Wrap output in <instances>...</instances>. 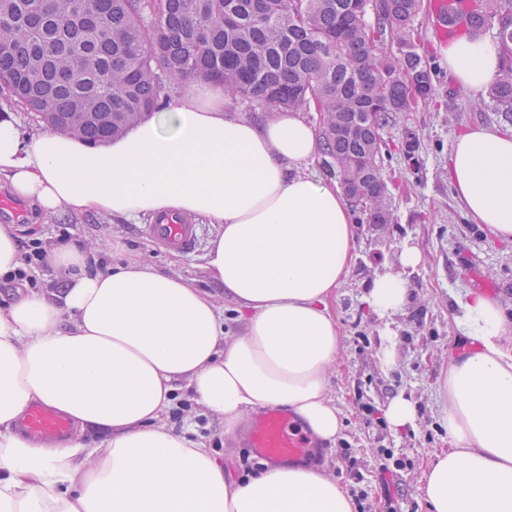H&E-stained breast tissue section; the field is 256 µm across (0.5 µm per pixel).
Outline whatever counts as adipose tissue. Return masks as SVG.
Here are the masks:
<instances>
[{
	"mask_svg": "<svg viewBox=\"0 0 512 512\" xmlns=\"http://www.w3.org/2000/svg\"><path fill=\"white\" fill-rule=\"evenodd\" d=\"M467 90L499 69L497 46L464 38L444 49ZM222 86L191 87L106 147L56 130L24 135L0 116V178L42 212L135 221L178 212L217 225L208 292L140 259L89 270L85 246L49 249L60 282L43 295L16 288L0 303V512H354L326 470L273 464L228 475L216 449L164 422L185 388L234 428L256 408L291 410L319 441L344 420L330 393L340 351L332 312L348 275L356 226L334 180L314 171V125L293 112L260 123L225 114ZM448 177L463 208L512 239V133L458 136ZM410 285L376 274L366 296L384 319ZM245 323L230 335L219 297ZM455 322L477 350L448 368L452 449L423 476L429 512H512V356L499 306L481 293ZM65 416L62 442L24 434L33 406ZM102 435L98 447L86 434Z\"/></svg>",
	"mask_w": 512,
	"mask_h": 512,
	"instance_id": "ef3b65f1",
	"label": "adipose tissue"
}]
</instances>
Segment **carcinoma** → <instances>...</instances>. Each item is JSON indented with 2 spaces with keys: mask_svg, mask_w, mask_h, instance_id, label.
<instances>
[{
  "mask_svg": "<svg viewBox=\"0 0 512 512\" xmlns=\"http://www.w3.org/2000/svg\"><path fill=\"white\" fill-rule=\"evenodd\" d=\"M422 0H0V89L96 145L204 80L263 112L322 113L319 137L361 224H389L383 131L434 94L414 42ZM500 65L468 100L512 120V0H459ZM397 45L391 55L387 46Z\"/></svg>",
  "mask_w": 512,
  "mask_h": 512,
  "instance_id": "carcinoma-1",
  "label": "carcinoma"
}]
</instances>
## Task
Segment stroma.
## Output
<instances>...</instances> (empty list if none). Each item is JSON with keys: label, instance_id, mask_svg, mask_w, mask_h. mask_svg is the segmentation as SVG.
<instances>
[{"label": "stroma", "instance_id": "1", "mask_svg": "<svg viewBox=\"0 0 512 512\" xmlns=\"http://www.w3.org/2000/svg\"><path fill=\"white\" fill-rule=\"evenodd\" d=\"M433 2L423 0L415 42L435 73L436 91L418 110L398 113L384 133L392 152L386 180L395 221L358 225L357 255L333 303L342 353L331 376V394L343 413L345 429L336 445H320L317 456L328 462L349 492H366V512H383L389 496L399 500L402 512H427L421 491L424 472L434 454L449 448L444 423L448 366L474 349L455 323L460 302L474 292L487 295L498 303L512 329V239L497 238L476 223L461 207L448 178V156L457 136L477 127L505 132L512 130V123L467 106L469 91L457 85L443 62ZM409 132L420 143L411 159L402 152ZM21 208L29 226L25 241L50 248L101 238L105 245L100 256L106 264L141 259L160 271L182 275L196 287L214 288L205 266L218 231L215 225L202 224L196 250L175 256L154 248L140 224L97 214L45 216L26 201ZM407 246L422 255L417 267L400 262ZM382 271L398 273L411 284L409 303L388 323L372 314L364 301L369 281ZM388 327L396 334V362L386 369L378 352ZM400 393L417 407L414 426L380 428L369 422L364 405L380 411ZM176 400L186 406L181 428L195 430L209 447L220 451L233 476L260 468V460L245 446L242 430L225 431L223 421L204 414L186 391H179ZM384 448L404 463L390 484L379 477Z\"/></svg>", "mask_w": 512, "mask_h": 512}]
</instances>
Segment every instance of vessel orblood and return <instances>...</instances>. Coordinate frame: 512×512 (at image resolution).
Here are the masks:
<instances>
[{
    "label": "vessel or blood",
    "mask_w": 512,
    "mask_h": 512,
    "mask_svg": "<svg viewBox=\"0 0 512 512\" xmlns=\"http://www.w3.org/2000/svg\"><path fill=\"white\" fill-rule=\"evenodd\" d=\"M439 18L437 34L442 39H453L461 28L449 22V15L457 10V0H435ZM149 239L158 247L190 252L199 243V227L190 219L179 215L162 214L148 224ZM25 434L47 440H61L69 434L66 418L46 406L31 410L23 423ZM245 443L260 459L271 464L301 463L315 452L314 443L302 424L288 411L267 406L251 419Z\"/></svg>",
    "instance_id": "obj_1"
}]
</instances>
